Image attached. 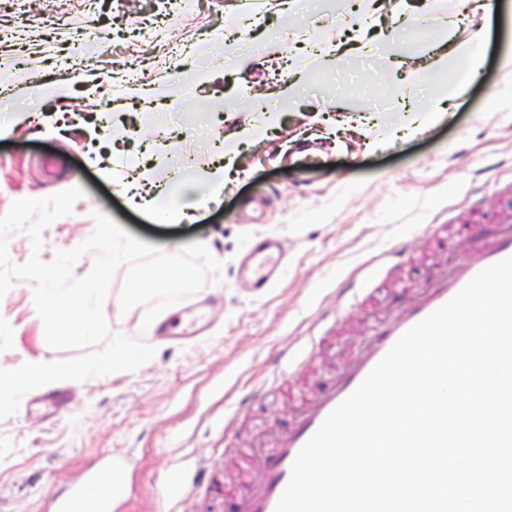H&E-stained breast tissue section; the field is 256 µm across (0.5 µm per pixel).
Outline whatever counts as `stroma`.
Returning <instances> with one entry per match:
<instances>
[{
	"label": "stroma",
	"mask_w": 512,
	"mask_h": 512,
	"mask_svg": "<svg viewBox=\"0 0 512 512\" xmlns=\"http://www.w3.org/2000/svg\"><path fill=\"white\" fill-rule=\"evenodd\" d=\"M162 0H0V215L14 201L43 198L78 186L84 198L43 233L34 250L24 230L6 234L13 263L85 242L95 214L109 216L137 240L180 252L204 243L221 261L205 292L214 296L211 336L185 346L154 342L143 331V308L120 309L122 276L103 304L112 333L154 345L137 370L68 382L58 415L23 397L0 420V512H49L52 497L103 455L128 454L132 492L121 512H234L232 494L253 481L248 451L267 434L287 429L302 400L327 387L365 330L380 314L437 271L462 260L468 238L498 216L512 217V62L494 36L478 79L466 82L457 53L484 28L472 7L454 25L446 0H387L373 12L350 13L345 0H201L183 12L168 43L142 37L163 12ZM246 16L253 22L251 57L225 45L223 69H210L199 46ZM62 23L48 27V20ZM96 23L110 37L80 73L66 60L75 35ZM371 42L359 50L356 34ZM337 43L341 63L318 57L312 43ZM305 58L299 95L283 101L271 129L249 140L237 175L216 197L201 198L193 222L167 223L126 202L130 182L149 194L168 185L189 156L216 163L225 139L265 116L256 100L278 97L296 58ZM192 69L174 82L172 68ZM48 82L56 97L34 103L29 85ZM172 84L177 108L139 89ZM464 85L449 115L417 137L373 149L368 142L397 123L398 101L433 109L449 85ZM444 224L447 237L430 235ZM259 236L281 238L288 262L279 283L261 293L241 284L237 267ZM405 248L397 267L369 274L384 251ZM367 277L365 298L347 304L341 284ZM341 322L325 329L322 314ZM325 332L314 361L276 391L273 360L305 337ZM50 348L34 303V285L15 281L0 297V369L75 357ZM185 467V498L164 505L160 483ZM222 471L228 490L206 495L207 476Z\"/></svg>",
	"instance_id": "obj_1"
}]
</instances>
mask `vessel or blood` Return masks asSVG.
Wrapping results in <instances>:
<instances>
[{
	"instance_id": "obj_1",
	"label": "vessel or blood",
	"mask_w": 512,
	"mask_h": 512,
	"mask_svg": "<svg viewBox=\"0 0 512 512\" xmlns=\"http://www.w3.org/2000/svg\"><path fill=\"white\" fill-rule=\"evenodd\" d=\"M464 262L437 274L428 283L415 288L398 310L376 319L367 342L336 375L331 385L308 400L298 411L292 426L272 440L256 456L261 474L250 483L239 501V512H275L290 479L293 461L306 441L316 432L330 412L361 384L396 341L411 327L453 298L477 273L512 256V228L483 240L472 241ZM282 247L272 237L257 239L242 264L243 275L254 288L265 290L279 279L282 270ZM205 302L192 295L176 305L180 315L177 325L154 322L150 333L171 340H190L202 336L209 328L204 315ZM129 456L108 455L98 468L86 471L52 502V512H113L116 502L129 492L127 472ZM189 482L185 470L169 472L161 493L174 501L184 496Z\"/></svg>"
}]
</instances>
